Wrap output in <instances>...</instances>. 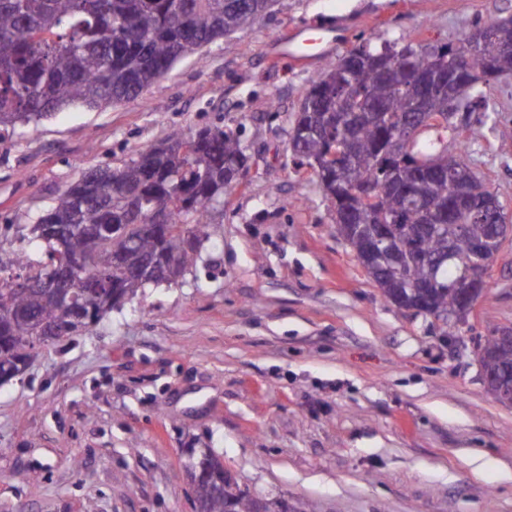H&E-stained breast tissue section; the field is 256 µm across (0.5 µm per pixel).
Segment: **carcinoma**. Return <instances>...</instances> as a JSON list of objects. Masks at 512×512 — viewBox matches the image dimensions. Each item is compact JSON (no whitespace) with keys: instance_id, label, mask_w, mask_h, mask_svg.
Wrapping results in <instances>:
<instances>
[{"instance_id":"cac0c4a2","label":"carcinoma","mask_w":512,"mask_h":512,"mask_svg":"<svg viewBox=\"0 0 512 512\" xmlns=\"http://www.w3.org/2000/svg\"><path fill=\"white\" fill-rule=\"evenodd\" d=\"M281 0H0V131L25 128L70 105L99 108L129 100L161 79L180 60L224 36L252 28ZM495 30L479 43L480 58L497 71H512V20L475 26ZM411 61L393 63L400 49ZM385 57H380L381 51ZM458 71L454 95L470 106L448 110V99L427 96L418 71L440 62ZM477 58L458 46L422 47L407 42L401 48L364 41L330 62L309 84L291 127L333 124L328 137L289 139L292 156L323 157L334 140L348 138L352 159L333 180L314 176L324 197L341 214L353 211L356 224H393L392 247L399 253L412 243L437 256L453 245L459 254L471 240L487 234L480 219L461 218L464 233L448 241V233L430 232L426 218L404 207V195L419 194L433 202L448 197V181L424 175L436 161L453 159L459 172L472 171L460 155L448 156V134L479 108L488 109L484 86L470 73ZM420 130L411 141L395 134L410 115ZM247 163L240 141L232 134L202 127L188 135L175 134L141 149L136 158L113 168H94L65 186L53 205L38 216L31 241L42 258L24 247L9 268L24 278L17 288L12 276H0V383L21 375L35 355L34 338L46 328L54 340L78 336L107 317L112 309L145 288L171 283L194 259L196 242L209 224L211 210L224 205V188ZM372 182L379 187L364 203L352 191ZM134 267L141 258L152 266L129 275L115 268L119 255ZM78 265L92 278L110 275L108 289L75 302L46 282L57 262ZM465 273L458 260L437 271L444 287L421 306L385 298L402 311L442 322L443 333L454 336L460 321L450 285ZM488 351L485 370L492 378L487 392L500 400L512 384V345L499 339V327L489 326L479 337ZM195 495L203 512H256V496L224 472L220 456L208 451L195 458Z\"/></svg>"}]
</instances>
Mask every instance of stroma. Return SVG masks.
Segmentation results:
<instances>
[{"mask_svg":"<svg viewBox=\"0 0 512 512\" xmlns=\"http://www.w3.org/2000/svg\"><path fill=\"white\" fill-rule=\"evenodd\" d=\"M509 16L512 0H285L130 101L0 131L5 261L89 168L203 126L248 156L182 278L41 343L0 385V512H196L187 464L206 448L252 494L319 512H512V406L471 342L385 300L288 149L326 60L363 39L454 45ZM305 31L332 33L327 56L276 55ZM485 93L478 141L448 152L512 205V74ZM489 285L477 333L512 325V242Z\"/></svg>","mask_w":512,"mask_h":512,"instance_id":"35a3bbf8","label":"stroma"}]
</instances>
